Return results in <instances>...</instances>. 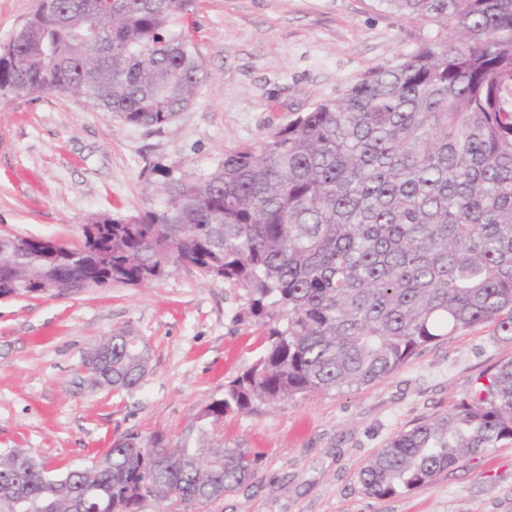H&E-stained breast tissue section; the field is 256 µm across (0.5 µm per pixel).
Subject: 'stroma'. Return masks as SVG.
Returning <instances> with one entry per match:
<instances>
[{
    "instance_id": "1",
    "label": "stroma",
    "mask_w": 512,
    "mask_h": 512,
    "mask_svg": "<svg viewBox=\"0 0 512 512\" xmlns=\"http://www.w3.org/2000/svg\"><path fill=\"white\" fill-rule=\"evenodd\" d=\"M174 26L210 79L161 130L127 125L75 96L0 103V236L77 244L92 217L156 202L152 166L206 172L225 151L259 142L439 36L384 0H192ZM244 305L242 290L182 265L149 287L0 298V448L60 470L99 461L129 432L162 436L167 448L250 449L254 477L212 512H512L511 443L408 494L373 498L359 481L391 438L448 413L512 360V340L493 323L428 344L374 383L231 412L205 427L202 408L264 346L263 330L236 318ZM125 327L148 347L145 378L131 391L90 387L81 354Z\"/></svg>"
}]
</instances>
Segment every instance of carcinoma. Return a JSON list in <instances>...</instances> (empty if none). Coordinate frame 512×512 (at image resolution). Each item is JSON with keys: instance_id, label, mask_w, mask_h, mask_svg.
Segmentation results:
<instances>
[{"instance_id": "cac0c4a2", "label": "carcinoma", "mask_w": 512, "mask_h": 512, "mask_svg": "<svg viewBox=\"0 0 512 512\" xmlns=\"http://www.w3.org/2000/svg\"><path fill=\"white\" fill-rule=\"evenodd\" d=\"M444 31L313 104L199 175L158 167L161 202L96 217L72 276L155 284L190 265L241 289V321L265 345L199 419L375 382L417 350L492 322L512 340V0H386ZM191 0H39L0 49V101L78 96L129 125L161 129L209 80L172 30ZM44 248L0 241V295L36 292ZM169 262L160 266V260ZM98 387L129 391L148 355L130 328L83 355ZM512 443V361L451 412L393 437L361 470L376 498L411 492L466 457ZM246 448H184L127 433L64 472L22 448L0 450V512L23 495L40 512H209L251 480Z\"/></svg>"}]
</instances>
